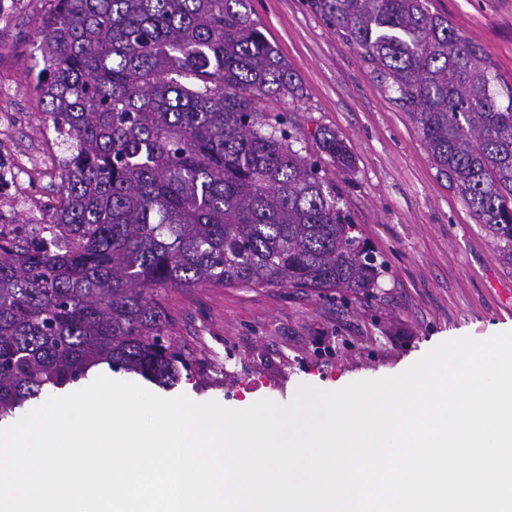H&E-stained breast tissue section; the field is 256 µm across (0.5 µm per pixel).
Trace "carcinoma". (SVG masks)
<instances>
[{"label":"carcinoma","mask_w":512,"mask_h":512,"mask_svg":"<svg viewBox=\"0 0 512 512\" xmlns=\"http://www.w3.org/2000/svg\"><path fill=\"white\" fill-rule=\"evenodd\" d=\"M318 8L512 263V88L424 0ZM36 37V90L71 140L50 222L0 240V421L103 364L177 385L189 366L169 336V288L373 287L336 187L294 149L287 115L265 113L297 84L250 0H54ZM319 143L351 170L343 140Z\"/></svg>","instance_id":"1"}]
</instances>
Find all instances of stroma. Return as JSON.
<instances>
[{
  "instance_id": "stroma-1",
  "label": "stroma",
  "mask_w": 512,
  "mask_h": 512,
  "mask_svg": "<svg viewBox=\"0 0 512 512\" xmlns=\"http://www.w3.org/2000/svg\"><path fill=\"white\" fill-rule=\"evenodd\" d=\"M0 29V109L18 113L13 138L42 142L44 106L34 92L38 21L50 0H27ZM431 14L479 44L512 86V0H428ZM252 17L296 74V97L267 102L287 113L302 154L319 159L353 235L380 266L373 287L348 294L291 287L171 288L173 344L192 367L170 390L241 410L258 400L289 405L300 388L334 391L403 373L439 345L485 341L512 330V264L447 177L435 168L407 112L315 0H251ZM331 131L354 156L341 172L322 155Z\"/></svg>"
}]
</instances>
